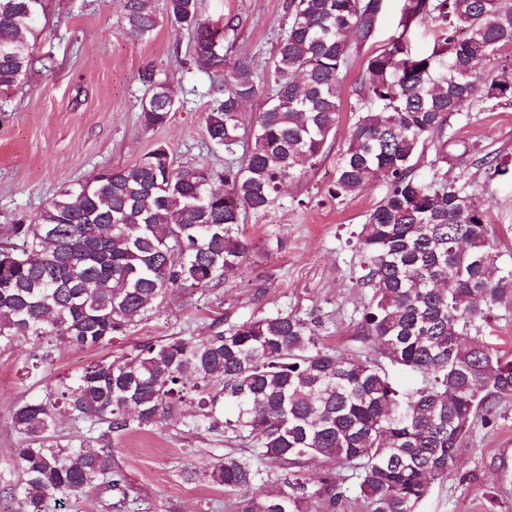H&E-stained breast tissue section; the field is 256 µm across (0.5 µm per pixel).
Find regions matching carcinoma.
Listing matches in <instances>:
<instances>
[{
    "instance_id": "cac0c4a2",
    "label": "carcinoma",
    "mask_w": 512,
    "mask_h": 512,
    "mask_svg": "<svg viewBox=\"0 0 512 512\" xmlns=\"http://www.w3.org/2000/svg\"><path fill=\"white\" fill-rule=\"evenodd\" d=\"M386 2L290 0L262 92L256 56H213L220 31L201 19L198 0H166L167 21L192 32L194 64L221 83L205 126L224 149V173L176 167L159 145L19 218L0 241V353L27 345V368L39 370L63 345L93 349L131 335L172 291L235 279L251 249L246 213L270 210L286 183L322 162L342 85L361 48L375 43ZM122 8L139 37L159 25L154 0ZM46 17L47 0H0V91L34 66ZM415 22L435 27L425 53L408 46ZM398 27L364 58L329 188L343 200L376 178L387 183L355 242L358 283L371 290L360 335L374 354H340L324 344L318 317L275 311L91 361L11 413L18 512H54L87 491L120 489L112 449L91 447L94 434L155 429L176 413L187 432L224 438V458L186 480L224 487L230 512H337L349 479L363 512H418L448 480L475 420L512 402V352L482 336L494 307L512 304V267L498 261L487 211L448 175L450 147L461 160L478 157L490 181L509 171L505 158L455 139L450 119L512 107V54L502 56L512 50V0H403ZM480 60L503 76L486 82ZM141 80L150 95L138 120L154 131L171 119L173 91L152 68ZM261 92L263 107L247 114ZM391 367L422 375V386L399 387ZM62 417L75 426L65 443ZM311 459L325 463L315 481L305 472Z\"/></svg>"
}]
</instances>
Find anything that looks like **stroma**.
<instances>
[{
  "instance_id": "1",
  "label": "stroma",
  "mask_w": 512,
  "mask_h": 512,
  "mask_svg": "<svg viewBox=\"0 0 512 512\" xmlns=\"http://www.w3.org/2000/svg\"><path fill=\"white\" fill-rule=\"evenodd\" d=\"M288 2L199 0V11L218 26L234 19L235 29L224 33L228 56L253 54L264 61L288 26ZM191 45L190 31L165 22L149 36L131 34L122 0H49L33 70L20 86L0 92V230L35 215L62 189L91 180L103 167L134 164L159 144L169 148L175 166L223 173L224 153L211 148L205 131L217 95L211 78L193 65ZM148 68L175 93L171 120L153 132L138 121L147 95L141 75ZM362 74L361 63H354L343 84L336 133L318 168L288 183L268 213L247 216L243 235L252 248L233 282L201 295L172 292L129 338L98 349L62 347L37 372L26 370L23 350L0 356V512H16L15 404L93 360L122 357L139 342L186 327L206 335L217 318L234 323L276 310L314 313L324 322L328 346L346 353L362 349L357 323L370 294L356 283L353 234L387 185L376 181L341 201L328 195L348 145L353 90ZM452 123L458 138L512 160V108L486 111L473 121L461 115ZM448 173L486 199L500 261L512 265V171L490 182L475 161L452 159ZM98 444L111 447L121 485L137 499L139 512H229L223 487L185 478L186 470L223 457L217 438L186 432L173 418L160 429H132ZM420 512H512V404L500 407L491 422L475 423L451 476L433 487Z\"/></svg>"
}]
</instances>
